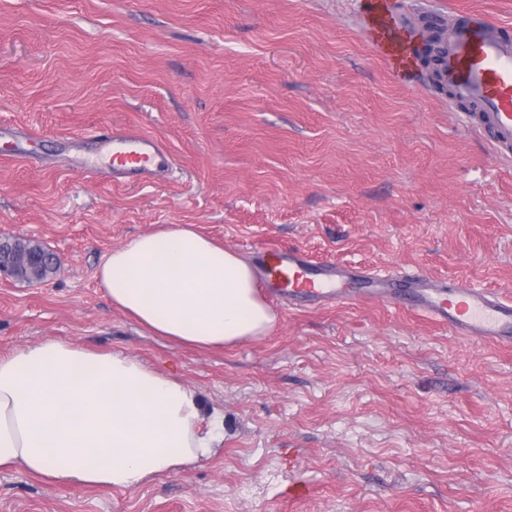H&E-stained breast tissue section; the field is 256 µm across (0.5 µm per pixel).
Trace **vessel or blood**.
<instances>
[{
  "label": "vessel or blood",
  "instance_id": "vessel-or-blood-1",
  "mask_svg": "<svg viewBox=\"0 0 512 512\" xmlns=\"http://www.w3.org/2000/svg\"><path fill=\"white\" fill-rule=\"evenodd\" d=\"M374 30L394 61H414V45L382 23H375ZM435 57L432 81L447 89L449 108L489 141L499 159L511 161L512 25L486 14H463L440 32ZM94 145L116 179L147 182L172 164L167 148L136 128L98 131ZM254 250L263 261L265 291L289 307L380 300L407 306L454 335L512 349V298L498 292L459 279L434 283L414 270L380 273L320 264L298 249L261 241Z\"/></svg>",
  "mask_w": 512,
  "mask_h": 512
}]
</instances>
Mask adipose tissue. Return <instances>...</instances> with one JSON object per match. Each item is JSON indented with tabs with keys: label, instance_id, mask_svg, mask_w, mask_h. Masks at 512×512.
I'll list each match as a JSON object with an SVG mask.
<instances>
[{
	"label": "adipose tissue",
	"instance_id": "obj_1",
	"mask_svg": "<svg viewBox=\"0 0 512 512\" xmlns=\"http://www.w3.org/2000/svg\"><path fill=\"white\" fill-rule=\"evenodd\" d=\"M97 276L115 309L187 346L221 348L278 324L251 263L190 225L112 250ZM223 443L197 392L139 358L60 339L0 353V472L125 492Z\"/></svg>",
	"mask_w": 512,
	"mask_h": 512
}]
</instances>
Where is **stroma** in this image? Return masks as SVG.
<instances>
[{
  "label": "stroma",
  "mask_w": 512,
  "mask_h": 512,
  "mask_svg": "<svg viewBox=\"0 0 512 512\" xmlns=\"http://www.w3.org/2000/svg\"><path fill=\"white\" fill-rule=\"evenodd\" d=\"M389 2L416 30L512 23V0ZM104 126L155 136L174 170L114 183L84 162ZM177 224L252 263L267 240L512 296V162L390 66L361 0H0V237L59 259L0 279V353L133 355L224 419L221 455L124 493L0 472V512H512V351L369 301H276L271 334L224 349L153 335L96 274Z\"/></svg>",
  "instance_id": "35a3bbf8"
}]
</instances>
